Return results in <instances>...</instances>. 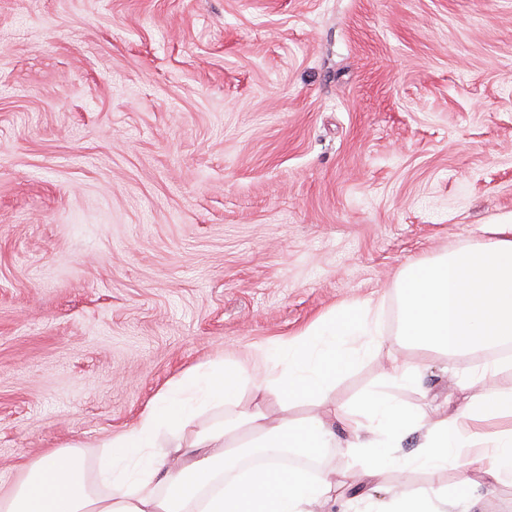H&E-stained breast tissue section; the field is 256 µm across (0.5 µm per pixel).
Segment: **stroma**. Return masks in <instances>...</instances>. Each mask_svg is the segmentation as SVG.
Segmentation results:
<instances>
[{"mask_svg":"<svg viewBox=\"0 0 512 512\" xmlns=\"http://www.w3.org/2000/svg\"><path fill=\"white\" fill-rule=\"evenodd\" d=\"M512 214V0H0V498L188 369L381 309ZM437 416L486 353L405 349ZM383 358L336 379L337 417ZM443 483L512 512V487ZM392 470L332 512H391Z\"/></svg>","mask_w":512,"mask_h":512,"instance_id":"1","label":"stroma"}]
</instances>
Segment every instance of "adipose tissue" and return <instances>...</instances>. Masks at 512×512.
<instances>
[{
    "mask_svg": "<svg viewBox=\"0 0 512 512\" xmlns=\"http://www.w3.org/2000/svg\"><path fill=\"white\" fill-rule=\"evenodd\" d=\"M378 316L370 307L344 321L331 316L285 342L251 345L199 365L159 392L132 427L103 441L107 493L89 488L79 457L53 449L0 499V512H320L344 496L343 485L285 457L314 460L335 447L336 431L328 417L291 419L287 410L304 400L324 405L339 374L381 353ZM505 365L486 361L476 377L489 385L488 394L438 418L382 390L365 392L348 411L346 446L365 476L399 469L431 478L423 494L400 493L395 512H448L457 495L442 476L452 465L481 471L491 484L512 485V394L492 389ZM257 401L276 402L280 416L248 410ZM216 408L224 411L222 423L195 429L200 413ZM494 415L505 416L506 424L484 428ZM414 433L421 436L417 451L397 456ZM258 454L267 464L246 466Z\"/></svg>",
    "mask_w": 512,
    "mask_h": 512,
    "instance_id": "obj_1",
    "label": "adipose tissue"
}]
</instances>
